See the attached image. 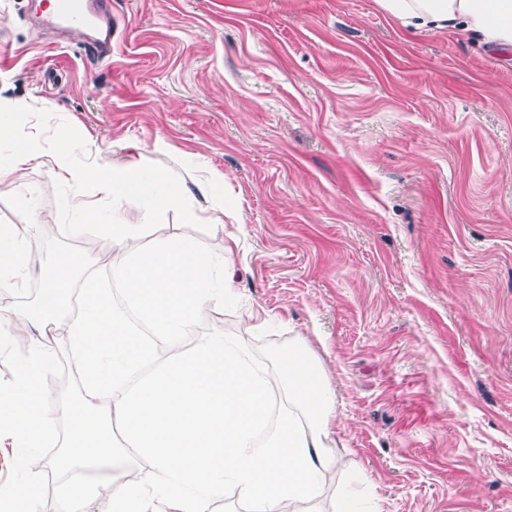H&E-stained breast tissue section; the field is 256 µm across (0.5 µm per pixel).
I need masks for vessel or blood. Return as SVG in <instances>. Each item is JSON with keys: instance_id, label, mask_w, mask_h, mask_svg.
Segmentation results:
<instances>
[{"instance_id": "vessel-or-blood-1", "label": "vessel or blood", "mask_w": 512, "mask_h": 512, "mask_svg": "<svg viewBox=\"0 0 512 512\" xmlns=\"http://www.w3.org/2000/svg\"><path fill=\"white\" fill-rule=\"evenodd\" d=\"M52 14L68 28L90 31V47L96 53L112 44V13L107 0H52Z\"/></svg>"}]
</instances>
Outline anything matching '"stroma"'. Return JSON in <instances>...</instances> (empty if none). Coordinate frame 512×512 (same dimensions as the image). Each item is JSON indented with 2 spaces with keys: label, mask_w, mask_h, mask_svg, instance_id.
I'll list each match as a JSON object with an SVG mask.
<instances>
[{
  "label": "stroma",
  "mask_w": 512,
  "mask_h": 512,
  "mask_svg": "<svg viewBox=\"0 0 512 512\" xmlns=\"http://www.w3.org/2000/svg\"><path fill=\"white\" fill-rule=\"evenodd\" d=\"M31 2L0 0V100L28 103L19 128L45 154L78 142V165L141 160L195 196L148 217L129 201L127 219L232 246L240 296L200 329L247 335L271 370L294 343L312 352L344 443L322 512L352 469L371 512H512V60L375 0H109L98 59ZM198 161L238 223L210 228ZM69 191L49 162L0 182V224L63 229L29 239L0 311L77 250ZM84 477L47 466L36 512H67Z\"/></svg>",
  "instance_id": "1"
}]
</instances>
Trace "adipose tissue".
<instances>
[{
    "label": "adipose tissue",
    "instance_id": "adipose-tissue-1",
    "mask_svg": "<svg viewBox=\"0 0 512 512\" xmlns=\"http://www.w3.org/2000/svg\"><path fill=\"white\" fill-rule=\"evenodd\" d=\"M381 11L414 30L472 36L512 50V0H377ZM27 106L0 102V180L21 178L40 164L37 140L16 136ZM77 143L52 157L71 186L95 178L111 202L99 209L68 198L66 210L95 218L112 237L111 278L94 269V242L66 267L44 272L36 302L0 326V346L15 349L18 368L0 384V443L38 448L58 421L67 431L51 466L114 476L126 462L144 479L119 488L112 512H210L232 488L250 512H319L325 472L337 445L333 388L304 344L282 356L277 375L260 368L244 336L194 335L213 306L237 299L231 251L210 255L179 237L146 241L147 225L121 216L138 200L144 213L191 210L184 190L139 162L101 164L87 171L72 162ZM28 242L14 224L0 225V288L17 289L27 269ZM80 283L83 310L59 308L67 287ZM38 328L39 342L19 347L18 333ZM70 340L81 364V388L67 402L52 398L43 379L53 363L50 342ZM22 466V483L0 484V512H35L41 472L37 457Z\"/></svg>",
    "mask_w": 512,
    "mask_h": 512
}]
</instances>
